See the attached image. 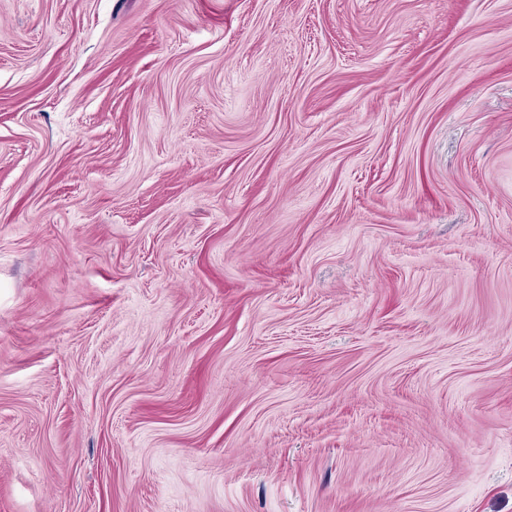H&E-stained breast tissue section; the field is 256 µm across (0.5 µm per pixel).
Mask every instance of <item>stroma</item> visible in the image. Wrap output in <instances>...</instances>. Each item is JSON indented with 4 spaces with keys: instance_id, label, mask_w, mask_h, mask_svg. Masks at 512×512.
Returning <instances> with one entry per match:
<instances>
[{
    "instance_id": "stroma-1",
    "label": "stroma",
    "mask_w": 512,
    "mask_h": 512,
    "mask_svg": "<svg viewBox=\"0 0 512 512\" xmlns=\"http://www.w3.org/2000/svg\"><path fill=\"white\" fill-rule=\"evenodd\" d=\"M0 512H512V0H0Z\"/></svg>"
}]
</instances>
